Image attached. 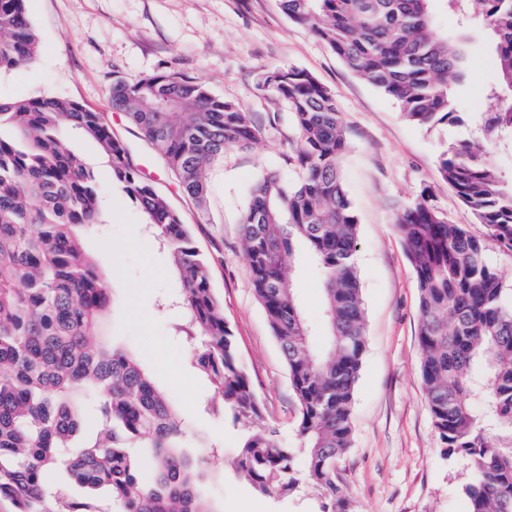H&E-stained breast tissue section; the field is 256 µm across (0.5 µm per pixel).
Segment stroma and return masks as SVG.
Here are the masks:
<instances>
[{"label": "stroma", "mask_w": 512, "mask_h": 512, "mask_svg": "<svg viewBox=\"0 0 512 512\" xmlns=\"http://www.w3.org/2000/svg\"><path fill=\"white\" fill-rule=\"evenodd\" d=\"M24 7L40 51L30 67L0 73V98L53 95L107 113L142 175L180 212L194 246L207 256L211 285L224 304L265 421L292 448L299 445L298 405L253 290L239 224L259 176L291 173L288 109L259 90L261 75L294 66L330 88L348 130L343 171L360 224L356 261L367 329L353 398V442L337 477L356 512H468L464 486L470 473L462 460L442 458L424 394L418 289L394 218L399 205L425 193L449 222L472 223L470 211L439 175L436 159L447 143L471 139L473 125L427 129L406 121L394 100L350 71L307 28L291 22L277 0H24ZM468 51L475 65L471 83L457 90L459 108L481 112L490 105L482 88L497 77L486 60L483 32H471ZM167 65L238 102L262 132L256 144L230 148L210 167L209 194L201 207L181 191L125 115L108 109L115 78L134 82ZM98 174L109 222L88 243L111 282L113 333L150 370L190 430L205 433L221 448L212 466L211 500L221 512H318L321 499L312 489L264 496L235 475L231 462L242 429L205 411L211 387L173 336L169 319L157 311L177 287L165 256L109 170L99 168ZM286 276L316 331V346H323L322 281L307 249L296 247Z\"/></svg>", "instance_id": "1"}]
</instances>
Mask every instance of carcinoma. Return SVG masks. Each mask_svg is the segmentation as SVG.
<instances>
[{
    "label": "carcinoma",
    "instance_id": "1",
    "mask_svg": "<svg viewBox=\"0 0 512 512\" xmlns=\"http://www.w3.org/2000/svg\"><path fill=\"white\" fill-rule=\"evenodd\" d=\"M23 3L0 0V72L36 59ZM278 3L410 123L469 121L481 134L449 143L437 167L482 234L448 222L424 193L398 206L394 226L416 278L420 373L441 455L466 462L470 512H512V297L484 246L490 237L512 252V178L488 156L490 145L512 149V0H447L461 20L455 39L434 31L429 0ZM474 28L489 33L497 80L483 90L490 107L470 113L457 109L455 93L471 67ZM258 88L288 108L294 176L268 173L252 185L241 219L244 260L288 367L298 448L264 424L208 260L103 113L56 96L0 99V500L12 512H217L201 489L206 473L182 451L185 419L151 373L101 334L111 288L84 238L107 222V207L70 131L96 144L112 182L170 256L180 290L172 330L220 397L224 424L254 426L235 450L236 475L263 495L305 484L321 492V512H354L336 479L351 445L366 336L359 222L341 172L347 133L334 94L307 71L269 70ZM108 107L125 114L199 205L210 166L261 138L240 104L171 65L133 83L116 80ZM297 243L322 276L321 351L284 274Z\"/></svg>",
    "mask_w": 512,
    "mask_h": 512
}]
</instances>
